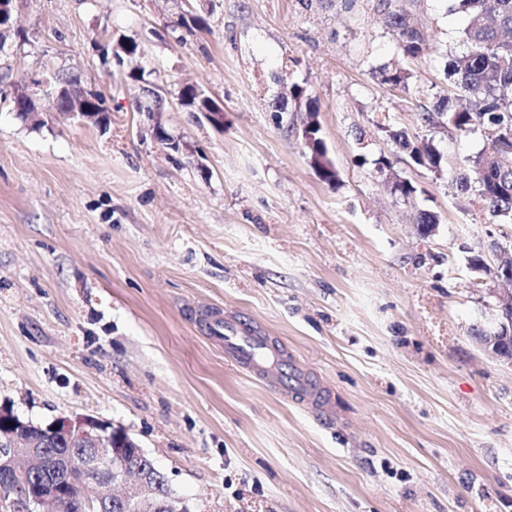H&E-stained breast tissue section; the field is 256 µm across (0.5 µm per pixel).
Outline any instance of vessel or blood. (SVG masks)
<instances>
[{
	"instance_id": "1",
	"label": "vessel or blood",
	"mask_w": 512,
	"mask_h": 512,
	"mask_svg": "<svg viewBox=\"0 0 512 512\" xmlns=\"http://www.w3.org/2000/svg\"><path fill=\"white\" fill-rule=\"evenodd\" d=\"M223 324L224 334L220 341L227 359L255 378L306 397L312 407L326 410L325 399L298 364L289 359L287 351L275 348L268 337L244 327L233 318H225Z\"/></svg>"
}]
</instances>
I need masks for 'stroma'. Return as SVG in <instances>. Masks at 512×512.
<instances>
[{
  "label": "stroma",
  "mask_w": 512,
  "mask_h": 512,
  "mask_svg": "<svg viewBox=\"0 0 512 512\" xmlns=\"http://www.w3.org/2000/svg\"><path fill=\"white\" fill-rule=\"evenodd\" d=\"M403 5L427 36L415 58L374 0H14L0 92L61 71L109 122L0 100V400L125 427L192 512H512V369L470 337L505 285L467 263L512 224L449 174L411 171L405 201L374 170L393 152L377 122L422 134L463 48L452 0ZM121 38L142 56L116 60ZM398 64L405 93L377 78ZM277 74L317 97L336 185L303 112L271 111ZM186 84L222 102L223 129L181 105ZM145 85L161 111H138ZM213 308L288 350L329 412L227 360Z\"/></svg>",
  "instance_id": "obj_1"
}]
</instances>
